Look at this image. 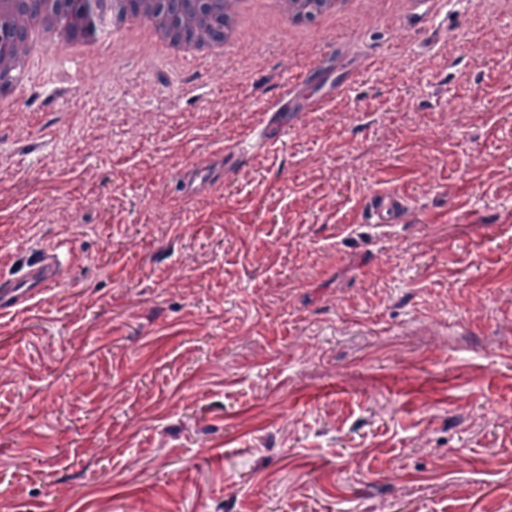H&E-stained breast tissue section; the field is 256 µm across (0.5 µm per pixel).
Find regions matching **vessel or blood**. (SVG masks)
<instances>
[{"label": "vessel or blood", "mask_w": 512, "mask_h": 512, "mask_svg": "<svg viewBox=\"0 0 512 512\" xmlns=\"http://www.w3.org/2000/svg\"><path fill=\"white\" fill-rule=\"evenodd\" d=\"M309 82L320 87L318 105H325L349 83V76H334L331 70L314 68L307 75ZM302 103L293 93L292 86H285L279 104L270 114L264 131L266 142H274L280 131L292 121L295 112L300 111ZM239 148L228 147L224 150L223 166L205 162L193 165L189 176L181 177L180 183L186 196H194L211 183L222 177L226 167L240 161ZM407 199L394 190H377L367 200L368 216L375 224L396 223ZM59 278V266L55 260L41 256L32 259L25 270L16 277L0 278V314H9L29 306L41 293L55 286Z\"/></svg>", "instance_id": "b4317fda"}]
</instances>
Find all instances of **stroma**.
Returning a JSON list of instances; mask_svg holds the SVG:
<instances>
[{"instance_id":"obj_1","label":"stroma","mask_w":512,"mask_h":512,"mask_svg":"<svg viewBox=\"0 0 512 512\" xmlns=\"http://www.w3.org/2000/svg\"><path fill=\"white\" fill-rule=\"evenodd\" d=\"M479 10L265 22L216 64L44 51L0 113V275L63 276L0 318V512H512V48ZM331 50L354 82L265 145ZM293 84L286 85L284 92L280 97L276 109L269 115L268 122L264 131L265 141L273 143L277 138V133L285 129L292 122L294 112H299L304 105L297 96L293 94ZM241 157L242 153L238 147H225L224 168L228 169L240 161ZM224 168H217V166L211 162L193 165L189 177L180 176L183 193L187 197L196 195L199 191L206 188V186L213 180L222 177L224 174ZM407 199L394 190H377L367 200V215L372 224H395L406 206Z\"/></svg>"}]
</instances>
